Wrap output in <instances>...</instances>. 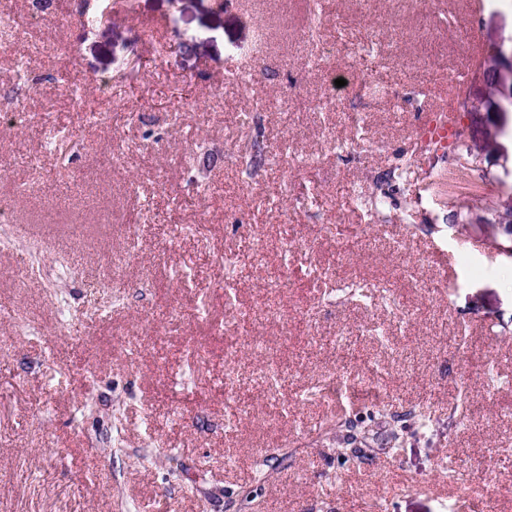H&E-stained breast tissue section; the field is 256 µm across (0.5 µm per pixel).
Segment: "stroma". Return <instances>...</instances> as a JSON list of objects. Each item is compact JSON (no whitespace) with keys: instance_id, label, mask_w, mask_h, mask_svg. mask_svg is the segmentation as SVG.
<instances>
[{"instance_id":"35a3bbf8","label":"stroma","mask_w":512,"mask_h":512,"mask_svg":"<svg viewBox=\"0 0 512 512\" xmlns=\"http://www.w3.org/2000/svg\"><path fill=\"white\" fill-rule=\"evenodd\" d=\"M318 2L380 61L372 89L328 105L324 72L349 59L305 35L306 0L285 18L273 0H112L88 31L0 0V19L31 18L0 50V95L20 68L41 90L0 123V157L57 176L0 165V512H512V262L501 225L453 218L476 199L506 213L512 189L420 154L427 112L457 87L479 104L460 108V140L512 158L497 133L512 112L482 68L512 39V0ZM85 98L99 117L74 111ZM271 98L289 119L254 111ZM256 137L288 151L247 178ZM317 266L388 298L339 299L313 286ZM333 335L385 413L360 392L300 399L336 376ZM271 361L274 390L258 376ZM343 409L365 420L366 455L337 457Z\"/></svg>"}]
</instances>
